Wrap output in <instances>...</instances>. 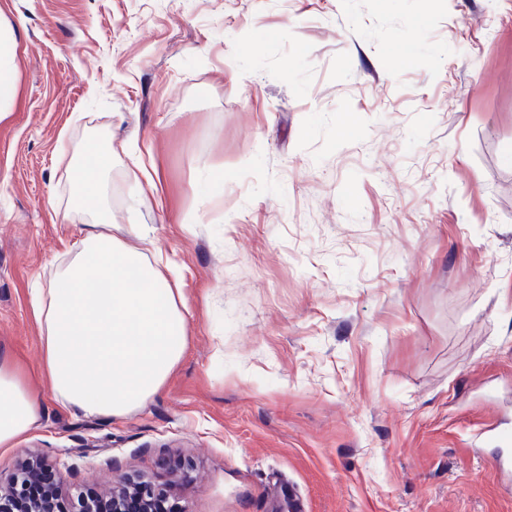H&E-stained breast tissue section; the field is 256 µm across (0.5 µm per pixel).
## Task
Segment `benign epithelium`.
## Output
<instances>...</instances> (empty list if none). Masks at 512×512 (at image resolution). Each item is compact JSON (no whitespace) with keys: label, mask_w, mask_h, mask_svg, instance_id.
Returning <instances> with one entry per match:
<instances>
[{"label":"benign epithelium","mask_w":512,"mask_h":512,"mask_svg":"<svg viewBox=\"0 0 512 512\" xmlns=\"http://www.w3.org/2000/svg\"><path fill=\"white\" fill-rule=\"evenodd\" d=\"M49 457L40 450L25 452L16 463L15 471L7 479L0 477V512H54V499L65 483L66 476L60 468H55L52 485L45 489L43 499L32 506H23L17 487L23 480L38 479L41 472L48 471ZM191 466L182 467V474L175 475L165 483L148 480L122 478L110 487L105 495L112 497V512H155L153 503L166 495H181L185 491V481Z\"/></svg>","instance_id":"1"}]
</instances>
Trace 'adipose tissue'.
<instances>
[{"label": "adipose tissue", "mask_w": 512, "mask_h": 512, "mask_svg": "<svg viewBox=\"0 0 512 512\" xmlns=\"http://www.w3.org/2000/svg\"><path fill=\"white\" fill-rule=\"evenodd\" d=\"M78 170L73 201L95 208L96 226L47 293H35L42 370L63 405L89 415L121 417L143 405L179 362L186 343L180 289L157 266L109 231L112 214L102 176L111 149ZM40 420L10 351L0 349V449H13Z\"/></svg>", "instance_id": "obj_1"}]
</instances>
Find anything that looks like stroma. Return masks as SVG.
I'll return each instance as SVG.
<instances>
[{
  "instance_id": "stroma-1",
  "label": "stroma",
  "mask_w": 512,
  "mask_h": 512,
  "mask_svg": "<svg viewBox=\"0 0 512 512\" xmlns=\"http://www.w3.org/2000/svg\"><path fill=\"white\" fill-rule=\"evenodd\" d=\"M0 347L67 495L192 461L175 512H512V0H0ZM181 289L185 351L122 417L57 400L32 291L94 222ZM223 177L213 185L212 174ZM157 189L146 193L145 175ZM15 41V33H2L0 26V112H5L3 107L12 103L18 94Z\"/></svg>"
}]
</instances>
